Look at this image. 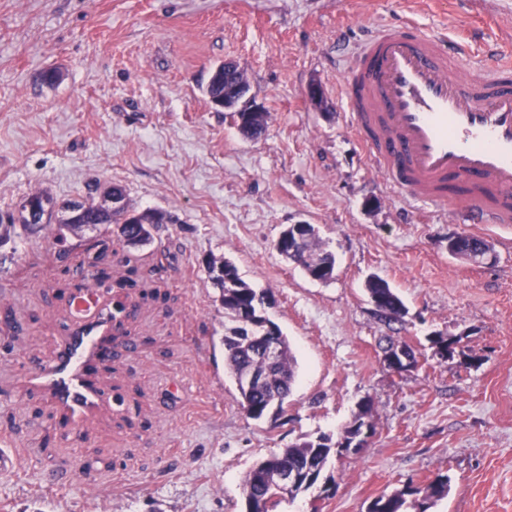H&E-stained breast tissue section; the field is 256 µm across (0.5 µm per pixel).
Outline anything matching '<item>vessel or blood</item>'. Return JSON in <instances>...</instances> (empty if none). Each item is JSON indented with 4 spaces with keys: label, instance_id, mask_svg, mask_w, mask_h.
Here are the masks:
<instances>
[{
    "label": "vessel or blood",
    "instance_id": "1",
    "mask_svg": "<svg viewBox=\"0 0 512 512\" xmlns=\"http://www.w3.org/2000/svg\"><path fill=\"white\" fill-rule=\"evenodd\" d=\"M472 38L449 41L410 20L370 30L339 85L351 123L389 183L411 199L451 207L462 224L512 225V58L485 55L486 75L453 72ZM76 316L55 360L32 368L27 387L79 430L112 395L101 385L117 341L111 301L75 296Z\"/></svg>",
    "mask_w": 512,
    "mask_h": 512
}]
</instances>
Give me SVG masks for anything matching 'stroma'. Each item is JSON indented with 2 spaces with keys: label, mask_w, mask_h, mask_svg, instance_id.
Segmentation results:
<instances>
[{
  "label": "stroma",
  "mask_w": 512,
  "mask_h": 512,
  "mask_svg": "<svg viewBox=\"0 0 512 512\" xmlns=\"http://www.w3.org/2000/svg\"><path fill=\"white\" fill-rule=\"evenodd\" d=\"M404 18L452 40L479 32L464 74L481 71L485 44L512 51V0H0V212L37 191L75 199L97 180L173 218L139 248L97 227L112 239L98 268L124 307L122 337L102 379L114 402L76 433L22 377L55 357L79 260L60 262L45 231L0 268V432L22 461L0 474V512H247L258 461L340 435L367 397V445L329 460L330 491L279 512H367L441 476L448 495L429 512H512V227L460 224L393 194L336 88L350 61L338 45ZM225 61L267 113L258 139L204 93ZM51 68L60 81L40 85ZM314 82L325 110L307 100ZM300 221L334 255L332 280L276 250ZM455 234L485 240L494 262L449 254ZM224 258L268 294L297 361L283 410L260 420L225 371L228 320L208 271ZM373 275L407 307L395 328L373 316ZM389 334L415 348L416 369L388 368ZM434 334L455 339L452 358ZM65 464L72 484L41 487Z\"/></svg>",
  "instance_id": "obj_1"
}]
</instances>
